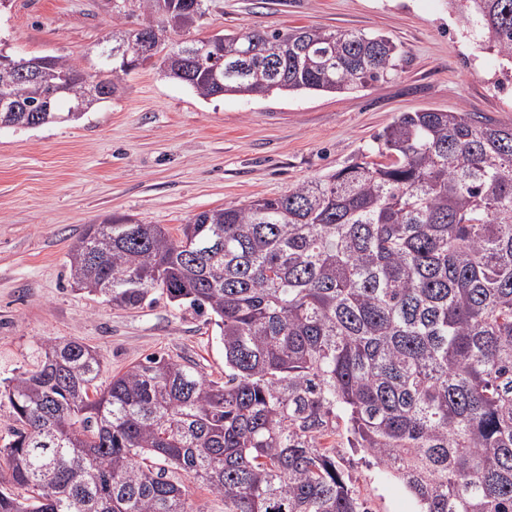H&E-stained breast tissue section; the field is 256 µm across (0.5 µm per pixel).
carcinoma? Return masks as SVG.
<instances>
[{
  "label": "carcinoma",
  "instance_id": "obj_1",
  "mask_svg": "<svg viewBox=\"0 0 512 512\" xmlns=\"http://www.w3.org/2000/svg\"><path fill=\"white\" fill-rule=\"evenodd\" d=\"M465 34L512 72V0H448ZM139 12L161 72L202 98L344 93L385 80L384 35L311 27L197 39L195 0H112L110 43ZM136 65L122 57L110 96ZM98 74L63 58L39 85L16 75L14 127L71 108ZM361 159L276 198L202 211L174 237L113 216L68 253L78 289L139 308L159 291L207 315L224 380L150 355L98 384L102 359L49 340L37 369L0 383V512H195L183 472L224 512H368L337 461L346 444L399 480L417 512H512V125L423 109ZM112 287H107V284Z\"/></svg>",
  "mask_w": 512,
  "mask_h": 512
}]
</instances>
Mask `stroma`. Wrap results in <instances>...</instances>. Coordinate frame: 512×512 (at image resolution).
I'll return each instance as SVG.
<instances>
[{
    "label": "stroma",
    "instance_id": "stroma-1",
    "mask_svg": "<svg viewBox=\"0 0 512 512\" xmlns=\"http://www.w3.org/2000/svg\"><path fill=\"white\" fill-rule=\"evenodd\" d=\"M200 39L227 30L310 26L383 34L405 59L383 82L346 93L205 99L146 63L124 92L76 122L0 128V380L34 370L42 345L97 350L102 382L151 354L217 380L224 349L205 316L164 296L136 309L73 288L67 254L91 224L127 216L177 231L194 214L284 194L374 151L397 115L464 110L512 123V86L486 87L478 48L447 0H206ZM112 0H7L0 53L54 56L90 71ZM338 459L369 512H416L407 489L356 448Z\"/></svg>",
    "mask_w": 512,
    "mask_h": 512
}]
</instances>
